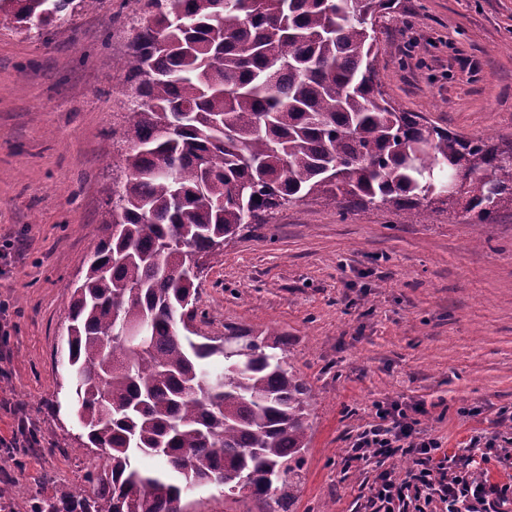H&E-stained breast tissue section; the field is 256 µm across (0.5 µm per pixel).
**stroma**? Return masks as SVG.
Here are the masks:
<instances>
[{
  "mask_svg": "<svg viewBox=\"0 0 512 512\" xmlns=\"http://www.w3.org/2000/svg\"><path fill=\"white\" fill-rule=\"evenodd\" d=\"M145 0L75 7L50 31L0 14V512L87 488L60 363L71 290L128 175L126 61ZM386 93L470 136H512V0H401L378 31ZM200 334L278 328L312 389L293 512H365L402 456L351 461L375 403L423 407L444 446L512 448V212L491 225L323 201L278 210L199 273Z\"/></svg>",
  "mask_w": 512,
  "mask_h": 512,
  "instance_id": "stroma-1",
  "label": "stroma"
}]
</instances>
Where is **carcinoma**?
<instances>
[{"label": "carcinoma", "mask_w": 512, "mask_h": 512, "mask_svg": "<svg viewBox=\"0 0 512 512\" xmlns=\"http://www.w3.org/2000/svg\"><path fill=\"white\" fill-rule=\"evenodd\" d=\"M74 0H0L47 30ZM399 0H147L128 66L129 177L75 287L67 367L78 444L98 448L88 493L32 512H178L188 483L290 512L311 431V387L276 328L184 334L200 256L278 208L325 200L492 224L512 211V139L473 137L397 107L377 31ZM480 186L436 200L450 165ZM145 327L137 350L116 326ZM224 359L211 376L207 360ZM155 457L160 467L140 466Z\"/></svg>", "instance_id": "carcinoma-1"}]
</instances>
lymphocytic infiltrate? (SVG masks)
<instances>
[{"instance_id": "f902f5d3", "label": "lymphocytic infiltrate", "mask_w": 512, "mask_h": 512, "mask_svg": "<svg viewBox=\"0 0 512 512\" xmlns=\"http://www.w3.org/2000/svg\"><path fill=\"white\" fill-rule=\"evenodd\" d=\"M378 422L363 432L354 457L368 460L402 454L410 465L404 476L381 471L368 502L372 512H427L440 500L445 512H512V491L479 476L471 465L475 444L445 451L407 409L392 403L376 407Z\"/></svg>"}]
</instances>
